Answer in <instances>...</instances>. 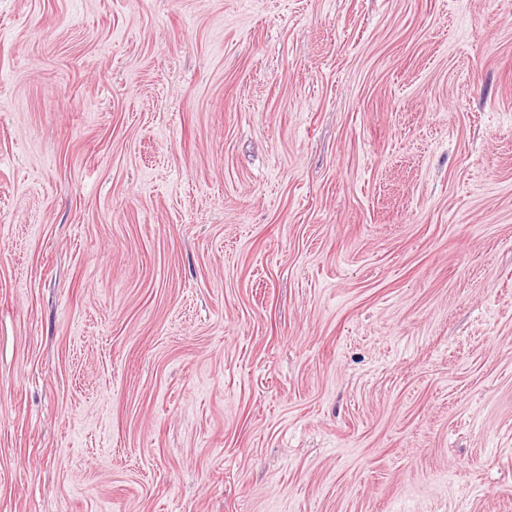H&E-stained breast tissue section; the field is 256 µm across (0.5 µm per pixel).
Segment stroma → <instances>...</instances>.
Segmentation results:
<instances>
[{"instance_id":"35a3bbf8","label":"stroma","mask_w":512,"mask_h":512,"mask_svg":"<svg viewBox=\"0 0 512 512\" xmlns=\"http://www.w3.org/2000/svg\"><path fill=\"white\" fill-rule=\"evenodd\" d=\"M0 512H512V0H0Z\"/></svg>"}]
</instances>
